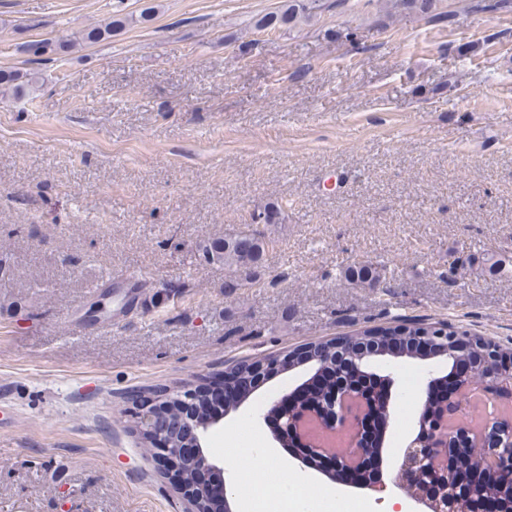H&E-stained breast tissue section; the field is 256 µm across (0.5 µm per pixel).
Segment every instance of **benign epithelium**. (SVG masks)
Wrapping results in <instances>:
<instances>
[{
    "label": "benign epithelium",
    "instance_id": "7a95c632",
    "mask_svg": "<svg viewBox=\"0 0 512 512\" xmlns=\"http://www.w3.org/2000/svg\"><path fill=\"white\" fill-rule=\"evenodd\" d=\"M434 329V342L447 347L445 351L439 350V355L448 357L451 372L458 373V396L468 395L477 401L492 396L512 404V374H505L500 365L501 360L508 358L506 351L480 336L459 330L450 332L443 323ZM330 344L334 354L329 358L319 355L316 344L309 343L291 351L289 360L298 361V366L312 373L309 383H321L333 390L331 408L304 401L301 406L280 413L275 426L276 438L292 446L293 453L301 455L307 464L324 466L325 473L335 475L351 468L360 469L366 473L361 488L381 491L385 483L377 466L382 457L384 433L373 428L372 416L366 408L368 393L362 387L353 386L351 380L374 376L386 388L394 387L393 374L371 371L372 362L385 355L386 349L373 333L361 337L354 356L348 354L347 339L335 337L330 339ZM281 362L280 355L260 359L251 366L250 375L277 374ZM175 392L179 394L181 406L177 413L166 403L170 393L166 388L141 401L139 433L157 445L153 456L158 467L175 479L183 500L182 512H198L205 501L218 504V512H233L228 494L216 498L197 479L198 473L207 469L217 480L224 481V468L204 448V436L221 417H199L190 403L192 390L177 388ZM460 408L461 404L455 400L444 402L442 409L421 419L427 438L423 440L417 435L401 449V473L411 479L410 487L414 488L411 499L422 506L419 512H439V504L446 502L448 493L444 483L425 482V476L417 471L420 463H427L431 475L445 476L456 456L473 452L470 448L473 442L479 444L490 479L463 483L464 497L492 501L498 496L499 488L512 486V415L467 428L453 423ZM338 432L348 434L349 445L342 454L327 443Z\"/></svg>",
    "mask_w": 512,
    "mask_h": 512
}]
</instances>
